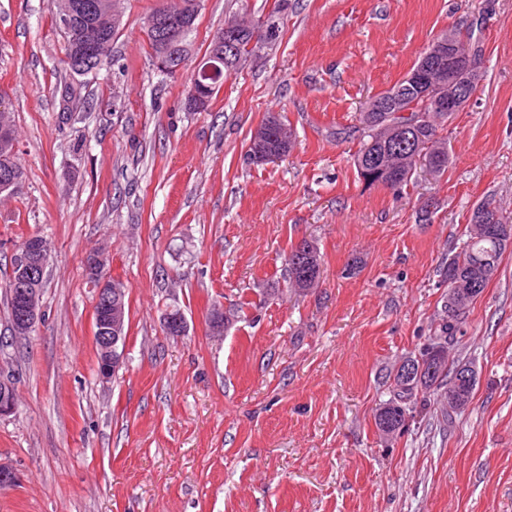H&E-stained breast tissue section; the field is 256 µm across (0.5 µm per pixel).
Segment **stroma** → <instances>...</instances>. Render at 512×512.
Wrapping results in <instances>:
<instances>
[{
	"label": "stroma",
	"mask_w": 512,
	"mask_h": 512,
	"mask_svg": "<svg viewBox=\"0 0 512 512\" xmlns=\"http://www.w3.org/2000/svg\"><path fill=\"white\" fill-rule=\"evenodd\" d=\"M271 3L204 0L192 61L225 19ZM155 5L122 0L112 62L84 76L90 107L67 119L50 0H0V90L24 173L0 196V280L15 244H50L42 318L0 349L18 398L0 417V463L17 476L0 512H512V253L453 348L476 371L470 403L417 406L390 441L374 421L389 372L446 315L448 256L473 206L512 211V0H288L276 46L204 112L185 107L188 71L149 58ZM480 17L485 78L447 122L446 172L365 188L358 143L336 130L435 36ZM271 113L294 147L246 163ZM305 238L322 265L303 295L286 257ZM95 247L128 288L124 358L107 378L83 266ZM173 306L185 335L163 327ZM215 306L245 312L214 336Z\"/></svg>",
	"instance_id": "35a3bbf8"
}]
</instances>
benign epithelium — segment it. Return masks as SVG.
<instances>
[{
  "mask_svg": "<svg viewBox=\"0 0 512 512\" xmlns=\"http://www.w3.org/2000/svg\"><path fill=\"white\" fill-rule=\"evenodd\" d=\"M201 0H189L181 4L178 11L170 9L169 0H157L156 16L166 19L171 25V33H181L189 18L200 10ZM56 25L65 33L76 32L75 14L71 6L61 0L53 9ZM437 55L448 57V66L426 54L415 69L404 79V86L423 91L424 104L435 112H462L475 97L473 84L479 80L480 72L472 65V51L464 46L451 31L444 32L437 40ZM185 57L171 53L170 45H163L153 56V64L158 71L166 74L179 72ZM224 54L218 50L199 62L195 74L214 77L223 71ZM202 83H197L187 93V105L192 112H203L210 105V98L201 93ZM402 89L390 92V99H375L373 112H399ZM20 284L17 290L18 308L21 321L14 330L32 332L40 320L38 298L41 291L36 283L49 258V248L44 240L36 235L25 238L21 247L13 251ZM108 253L105 250L93 251L87 255L85 267L88 276L100 280L98 297L103 299L102 307L96 314L97 329L94 342L99 351V373L107 378L119 368L124 353L120 346L124 343V291L112 286L109 278L103 276L106 270ZM15 413L13 387L8 380L0 377V417Z\"/></svg>",
  "mask_w": 512,
  "mask_h": 512,
  "instance_id": "1",
  "label": "benign epithelium"
}]
</instances>
